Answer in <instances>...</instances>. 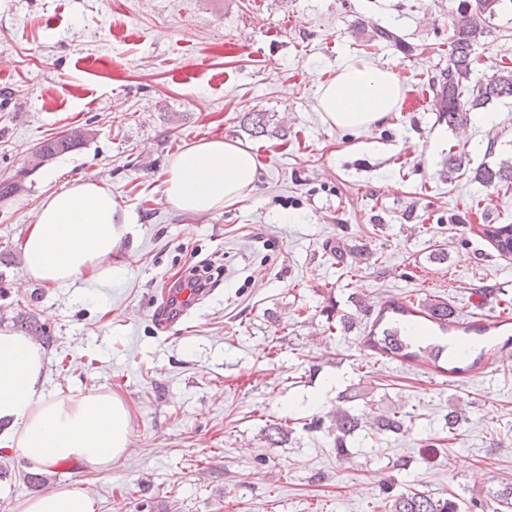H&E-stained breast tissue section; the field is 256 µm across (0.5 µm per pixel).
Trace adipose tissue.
Segmentation results:
<instances>
[{
    "label": "adipose tissue",
    "mask_w": 512,
    "mask_h": 512,
    "mask_svg": "<svg viewBox=\"0 0 512 512\" xmlns=\"http://www.w3.org/2000/svg\"><path fill=\"white\" fill-rule=\"evenodd\" d=\"M318 108L330 126L366 132L397 111L403 82L369 61H346L333 81L317 88ZM258 163L239 142L211 139L188 145L164 171L166 202L187 214L210 213L253 190ZM133 218L105 185L74 180L47 194L20 248L23 274L46 286L83 282L111 286L127 272L119 251ZM45 352L31 338L0 331V447L17 449L30 468L73 460L92 470L111 467L131 443V414L110 393L51 397L44 391ZM22 512H96L84 486L29 498Z\"/></svg>",
    "instance_id": "1"
}]
</instances>
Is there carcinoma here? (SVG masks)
Wrapping results in <instances>:
<instances>
[{
  "instance_id": "cac0c4a2",
  "label": "carcinoma",
  "mask_w": 512,
  "mask_h": 512,
  "mask_svg": "<svg viewBox=\"0 0 512 512\" xmlns=\"http://www.w3.org/2000/svg\"><path fill=\"white\" fill-rule=\"evenodd\" d=\"M502 0H475V4L461 9L448 23V67L442 69L433 80L430 89L433 106L438 117L457 129L469 120V111L480 108L493 100L512 98V69L494 71L476 89L467 90L466 82L472 74V51L490 33L488 21L496 14ZM375 40L397 47L407 53L413 52L405 40L389 27L377 29ZM89 132L74 127L71 134L47 139L40 144L44 158L51 160L82 145ZM475 178L486 187L512 184V163L503 160L495 168L485 166L477 169ZM482 237L501 254H512V224H483ZM392 312L404 317L421 314L422 318L438 325L443 332L459 323V316L453 306L439 299H426V303L415 308L414 302H393L381 307L372 325L365 346L370 350L393 359L426 361L437 363L439 357L431 350V343L416 339L398 326L380 328L386 313ZM377 430L382 433H400L405 428V414L393 411L375 419ZM361 427V421L349 408H338L330 418L328 431L334 435L336 455L345 459L349 455L346 440ZM387 512H463L467 506L461 501L436 498L421 491L408 490L392 493V487L385 489Z\"/></svg>"
}]
</instances>
